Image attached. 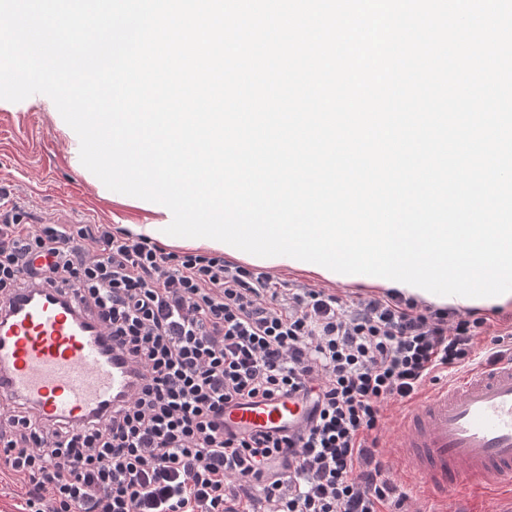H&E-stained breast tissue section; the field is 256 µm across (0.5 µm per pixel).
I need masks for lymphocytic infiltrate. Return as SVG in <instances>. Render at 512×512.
Wrapping results in <instances>:
<instances>
[{"label": "lymphocytic infiltrate", "mask_w": 512, "mask_h": 512, "mask_svg": "<svg viewBox=\"0 0 512 512\" xmlns=\"http://www.w3.org/2000/svg\"><path fill=\"white\" fill-rule=\"evenodd\" d=\"M73 290L130 367L127 397L73 427L0 404V473L22 512H421L381 450L385 412L512 334L396 293L347 302L216 254L107 224H23L0 210V312L24 289ZM312 398L295 433L224 430L242 399Z\"/></svg>", "instance_id": "obj_1"}]
</instances>
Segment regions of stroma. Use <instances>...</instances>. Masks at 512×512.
I'll list each match as a JSON object with an SVG mask.
<instances>
[{
	"instance_id": "1",
	"label": "stroma",
	"mask_w": 512,
	"mask_h": 512,
	"mask_svg": "<svg viewBox=\"0 0 512 512\" xmlns=\"http://www.w3.org/2000/svg\"><path fill=\"white\" fill-rule=\"evenodd\" d=\"M45 101L42 94L18 103L0 100V188L19 200L22 222L42 224L62 217L116 228L164 220L157 203L107 193L97 177L76 170L71 141L61 129L63 120L49 113ZM384 454L394 479L422 512H498L500 508L497 501L467 487L434 499L407 476L396 448L386 446Z\"/></svg>"
}]
</instances>
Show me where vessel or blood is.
Here are the masks:
<instances>
[{"label": "vessel or blood", "mask_w": 512, "mask_h": 512, "mask_svg": "<svg viewBox=\"0 0 512 512\" xmlns=\"http://www.w3.org/2000/svg\"><path fill=\"white\" fill-rule=\"evenodd\" d=\"M125 363L105 350L99 328L77 314L72 295L24 292L0 317V401L33 406L44 423L81 425L131 390ZM301 401L245 402L225 409L239 429L302 419ZM405 468L435 497L456 485L499 492L512 512V362L466 372L405 410L398 436Z\"/></svg>", "instance_id": "obj_1"}]
</instances>
